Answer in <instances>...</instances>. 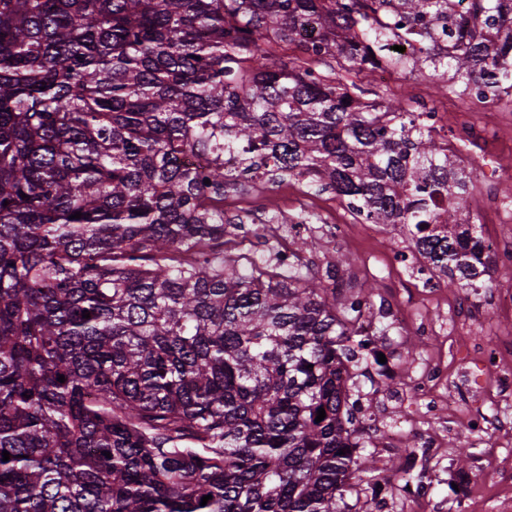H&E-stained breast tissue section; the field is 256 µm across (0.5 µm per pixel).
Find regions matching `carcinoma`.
I'll return each mask as SVG.
<instances>
[{"label":"carcinoma","instance_id":"carcinoma-1","mask_svg":"<svg viewBox=\"0 0 512 512\" xmlns=\"http://www.w3.org/2000/svg\"><path fill=\"white\" fill-rule=\"evenodd\" d=\"M396 40L512 95V0H0V512H350L374 289L300 235L224 254V188L319 182L475 286L476 173L408 91L363 98Z\"/></svg>","mask_w":512,"mask_h":512}]
</instances>
